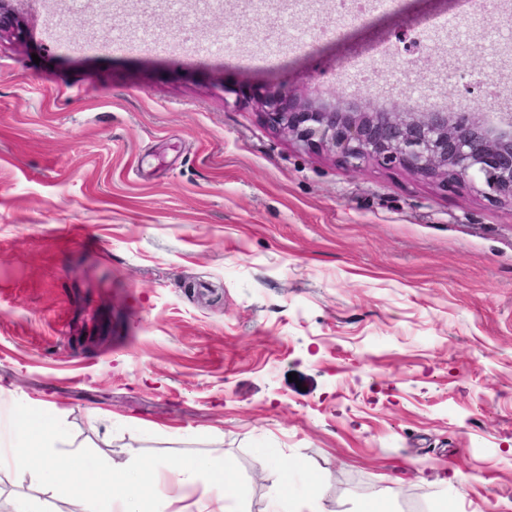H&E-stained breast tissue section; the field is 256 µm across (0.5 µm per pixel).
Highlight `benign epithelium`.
Returning a JSON list of instances; mask_svg holds the SVG:
<instances>
[{
  "label": "benign epithelium",
  "mask_w": 512,
  "mask_h": 512,
  "mask_svg": "<svg viewBox=\"0 0 512 512\" xmlns=\"http://www.w3.org/2000/svg\"><path fill=\"white\" fill-rule=\"evenodd\" d=\"M462 95L442 107L408 103L359 111L322 104L287 85L247 99L269 128L304 150L326 149L350 170L366 163L403 168L439 182L479 183L483 192L512 202V113L461 108Z\"/></svg>",
  "instance_id": "benign-epithelium-1"
}]
</instances>
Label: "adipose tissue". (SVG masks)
<instances>
[{
    "mask_svg": "<svg viewBox=\"0 0 512 512\" xmlns=\"http://www.w3.org/2000/svg\"><path fill=\"white\" fill-rule=\"evenodd\" d=\"M27 431H20L17 444L11 452L0 450V466L13 469L18 483L35 484L54 489L62 481L63 469L42 449L29 447ZM76 479L97 482L109 488L106 498L88 501L85 512H173L174 497L169 488L199 492L197 512H241L230 479L225 478L212 460L195 457L178 468L159 463L139 464L131 468L100 460L84 463L79 452H72ZM155 492L151 505H144L143 491ZM325 493L322 482L306 480L300 492H292L289 485H276L271 492L269 512H319V502Z\"/></svg>",
    "mask_w": 512,
    "mask_h": 512,
    "instance_id": "1",
    "label": "adipose tissue"
}]
</instances>
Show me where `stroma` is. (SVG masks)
I'll return each mask as SVG.
<instances>
[{
    "label": "stroma",
    "instance_id": "obj_1",
    "mask_svg": "<svg viewBox=\"0 0 512 512\" xmlns=\"http://www.w3.org/2000/svg\"><path fill=\"white\" fill-rule=\"evenodd\" d=\"M0 442L58 422L57 454L223 467L248 512L306 468L323 512L390 489L387 512H512V205L404 169L349 170L298 148L234 93L289 84L392 107L421 78L405 53L360 88L334 34L277 67L204 41L255 45L266 20L227 9L177 29L141 7L72 14L0 0ZM431 79L481 86L500 29L491 0ZM178 52L155 50L161 26ZM100 49L49 48L50 27ZM137 30L134 52L113 36ZM63 302L68 328L49 311ZM296 381H289V373ZM98 486L48 491L0 468V499L81 512Z\"/></svg>",
    "mask_w": 512,
    "mask_h": 512
}]
</instances>
